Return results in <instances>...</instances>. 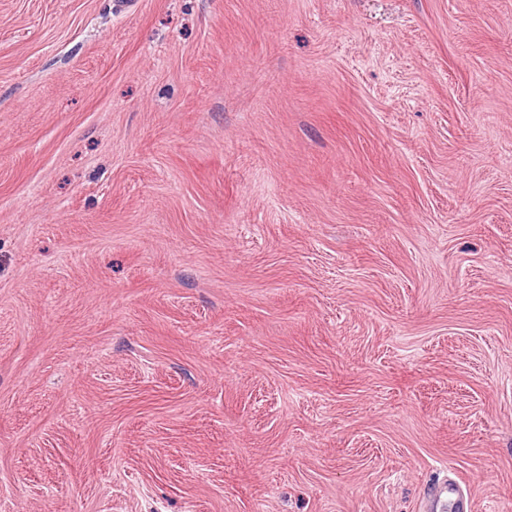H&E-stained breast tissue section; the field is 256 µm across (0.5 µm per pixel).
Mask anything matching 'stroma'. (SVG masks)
<instances>
[{
	"instance_id": "35a3bbf8",
	"label": "stroma",
	"mask_w": 512,
	"mask_h": 512,
	"mask_svg": "<svg viewBox=\"0 0 512 512\" xmlns=\"http://www.w3.org/2000/svg\"><path fill=\"white\" fill-rule=\"evenodd\" d=\"M512 512V0H0V512Z\"/></svg>"
}]
</instances>
